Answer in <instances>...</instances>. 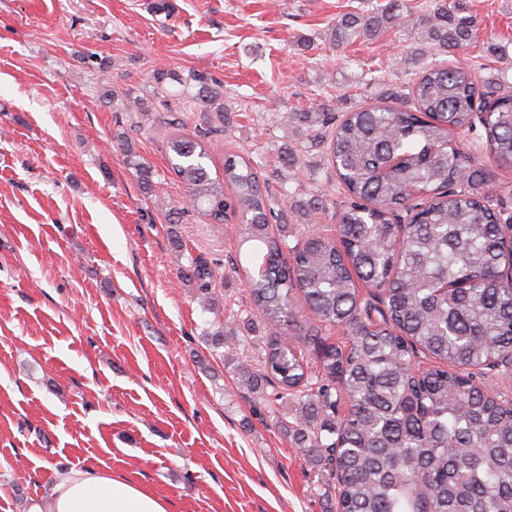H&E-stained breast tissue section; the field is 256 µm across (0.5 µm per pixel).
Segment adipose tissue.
Segmentation results:
<instances>
[{
    "instance_id": "obj_1",
    "label": "adipose tissue",
    "mask_w": 512,
    "mask_h": 512,
    "mask_svg": "<svg viewBox=\"0 0 512 512\" xmlns=\"http://www.w3.org/2000/svg\"><path fill=\"white\" fill-rule=\"evenodd\" d=\"M51 512H172L168 499L111 471L84 467L49 486Z\"/></svg>"
}]
</instances>
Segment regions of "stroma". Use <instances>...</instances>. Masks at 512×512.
<instances>
[{"instance_id":"obj_1","label":"stroma","mask_w":512,"mask_h":512,"mask_svg":"<svg viewBox=\"0 0 512 512\" xmlns=\"http://www.w3.org/2000/svg\"><path fill=\"white\" fill-rule=\"evenodd\" d=\"M171 2L166 15L153 0H0V512H27L87 465L172 512H327L331 476L300 447L298 402L238 383L269 334L234 268L239 226L185 209L167 143L223 126L215 149L251 157L293 247L310 228L297 202L327 200L332 236L344 194L325 143L286 113L402 99L425 68L461 62L512 90V0H464L477 37L445 53L408 26L333 48L336 21L379 0ZM170 71L207 75L218 107L159 90ZM458 141L512 213V171L476 133ZM132 154L155 169L151 192ZM194 260L213 271L211 304L181 277Z\"/></svg>"}]
</instances>
